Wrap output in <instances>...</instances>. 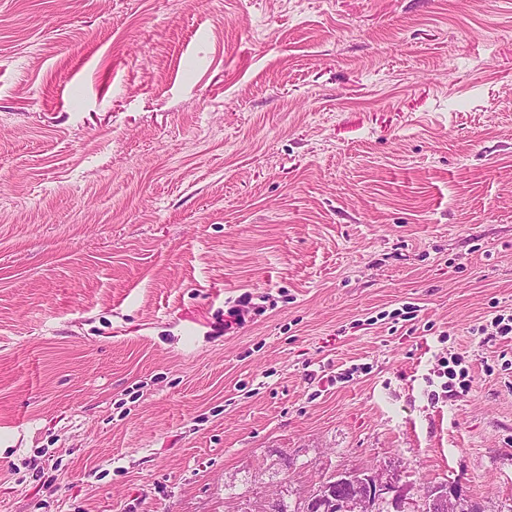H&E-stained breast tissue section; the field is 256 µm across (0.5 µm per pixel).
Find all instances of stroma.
<instances>
[{"label": "stroma", "mask_w": 512, "mask_h": 512, "mask_svg": "<svg viewBox=\"0 0 512 512\" xmlns=\"http://www.w3.org/2000/svg\"><path fill=\"white\" fill-rule=\"evenodd\" d=\"M498 314L512 0H0V512H512ZM336 482L349 483L351 487L350 495H348L347 484H336L331 482H322L318 489L313 492L303 504L305 512H323L326 510L325 500L327 496L325 492L331 488L333 499L336 502L343 500L340 512H371L374 503L378 500L388 501L393 512H408L418 509L417 501L410 502L405 498L393 478L383 480V476L374 472L338 473ZM413 508V509H412ZM412 509V510H411ZM456 485L444 484L429 490L421 501L430 512H461V498Z\"/></svg>", "instance_id": "1"}]
</instances>
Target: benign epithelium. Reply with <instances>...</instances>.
Segmentation results:
<instances>
[{
  "label": "benign epithelium",
  "mask_w": 512,
  "mask_h": 512,
  "mask_svg": "<svg viewBox=\"0 0 512 512\" xmlns=\"http://www.w3.org/2000/svg\"><path fill=\"white\" fill-rule=\"evenodd\" d=\"M336 481L350 484L351 492L342 502L340 512H373L378 500L391 504L394 512H410L423 505L428 512H461V493L457 486L444 484L429 490L421 502H410L401 494L394 480H385L379 473L345 472L336 474ZM330 483L324 481L303 504L304 512H324L325 492Z\"/></svg>",
  "instance_id": "benign-epithelium-1"
}]
</instances>
